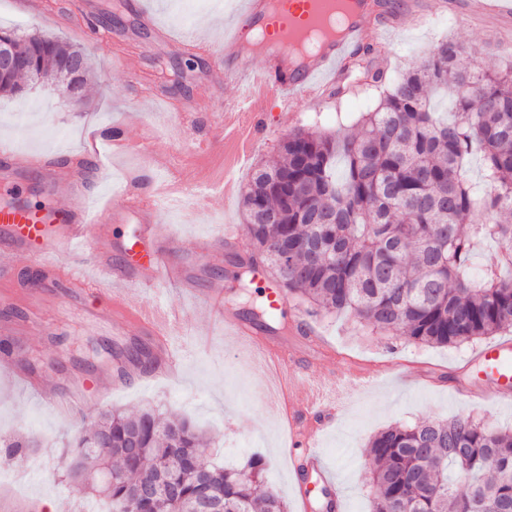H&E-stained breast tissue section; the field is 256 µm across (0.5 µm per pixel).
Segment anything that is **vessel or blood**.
I'll return each mask as SVG.
<instances>
[{"label":"vessel or blood","instance_id":"vessel-or-blood-1","mask_svg":"<svg viewBox=\"0 0 512 512\" xmlns=\"http://www.w3.org/2000/svg\"><path fill=\"white\" fill-rule=\"evenodd\" d=\"M339 0H282L277 14L280 29L296 33L319 26L338 9ZM505 17L512 15V0H468L467 16L491 10ZM355 19L343 35L325 43L305 64L292 63L293 42L279 39L265 52L262 62H255L241 47V30L235 19L224 22L221 50H214L205 38L190 43L189 48L202 55L217 54L211 73L213 85H231L237 96L226 104L221 114L225 141L239 149H247L268 126L266 104L277 97L282 109H289L303 98H318L327 87L339 80L345 62L357 54L367 42L382 44L396 20L379 13L376 0H358ZM0 155L9 158L16 171L36 169L42 172L43 186L55 193L60 181H67L71 191L69 202L62 206L40 208L15 204L0 205V275L13 272L16 258L26 254L46 277V287L66 295L76 303L91 293L100 292L103 282H110L108 299L117 322L132 324L152 336L155 343V373H171L181 364V353L171 336L180 314L157 303L144 305L143 291L158 287L184 285V266L173 258L174 241L156 235L153 225H139L123 253L111 257L100 252L95 261L104 274L103 280L86 277L80 267H65L64 258L84 253L94 237L99 236L105 222L112 219L110 204L91 205L86 185L87 171L83 159H76L67 178H60L50 161L15 151L9 143H0ZM197 201L220 196L233 201L241 193V183L234 176L213 183L196 178L190 183ZM126 195L132 207L148 215L157 209L155 195H142L138 179L128 176ZM239 244L236 233L228 232L188 242L187 248L197 257L221 256L227 247ZM200 304L224 322V331L245 347L260 354L269 364L279 386L288 393L289 456L291 471L300 493H307V480L319 462L320 431L336 419L332 405L314 403L308 396V381L296 366L297 353L287 343L263 335L244 324L224 303V291L212 289L200 297ZM474 361L497 381V394L512 396V343L505 341L483 347ZM42 402L58 413H66L81 403L80 392L61 394L55 387L38 386Z\"/></svg>","mask_w":512,"mask_h":512}]
</instances>
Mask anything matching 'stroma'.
Masks as SVG:
<instances>
[{"mask_svg": "<svg viewBox=\"0 0 512 512\" xmlns=\"http://www.w3.org/2000/svg\"><path fill=\"white\" fill-rule=\"evenodd\" d=\"M37 13L21 11L16 0H0V27L25 33L60 35L85 51L93 64V88L80 104L71 102L58 86L33 85L21 97L0 98V141L17 151L49 156L67 173V160L81 154L87 144L86 130L96 127L103 147L99 156L101 177L94 192L109 194L113 212L127 205L124 185L136 175L141 188L151 191L160 179L182 185L195 176L212 180L224 177V136L213 127L218 103L234 99L233 87L213 88L208 80L212 61L201 54L171 48L168 38H188L208 30L219 41L223 15L232 13L233 0H38ZM433 13L427 28L402 20L389 35L388 70L397 75L420 60L433 44L451 36L482 48L483 63L496 68L500 57L512 54V25L464 24L460 13L466 0H426ZM157 15L158 27L147 26L142 10ZM114 17L106 26L92 30L89 21L105 11ZM178 67L182 83L162 72V64ZM267 135L258 142L249 161L236 172L247 181L255 162L277 156L289 133L302 127L336 131L357 120V102L303 103L294 116L283 114L277 101H269ZM125 140L113 150L112 135ZM174 155L172 166L162 170L155 160ZM189 206L187 196L161 204L152 218L161 237L183 241L221 234L225 224L239 233L247 227L239 202L213 198L208 209L198 211L194 222L182 220ZM176 255L183 260L190 283L198 291L224 283V300L242 312L237 251L213 261ZM29 272L26 257H18L13 277L0 279V313L11 311L21 318L38 306L43 320L38 329L16 344L17 357L37 362L40 383L60 389L78 386L86 398L80 409L60 416L45 407L36 391L7 376H0V508L8 512H39L46 497L58 500L61 512H105L106 505L92 495L81 496L60 468L68 439L81 431L101 409L134 413L152 406L187 418L211 440L207 461L240 467L250 456L265 462L264 486L279 495L288 512H303L283 442V419L269 407L267 367L225 336L210 312L197 306L189 293L166 289L162 300L187 316L173 336L186 355L175 379L113 388L116 370L123 366L118 348L137 343L151 346L150 336L137 327L114 322L104 295L88 296L82 308L70 310L54 291L24 292ZM312 321L324 344L319 355L305 361L308 377L317 379L320 398L336 404L337 417L319 435L320 463L333 481L341 512H370L371 487L365 448L369 438L393 423L413 425L446 420L470 413L497 428H512V402L471 405L464 397L470 390L492 391L494 381L472 363L481 342L458 347L415 345L404 337L384 335L350 314H318ZM385 373L379 385L368 387L359 373ZM23 439L27 448L7 456L5 443Z\"/></svg>", "mask_w": 512, "mask_h": 512, "instance_id": "1", "label": "stroma"}]
</instances>
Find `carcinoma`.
Instances as JSON below:
<instances>
[{"instance_id": "obj_1", "label": "carcinoma", "mask_w": 512, "mask_h": 512, "mask_svg": "<svg viewBox=\"0 0 512 512\" xmlns=\"http://www.w3.org/2000/svg\"><path fill=\"white\" fill-rule=\"evenodd\" d=\"M1 35L30 68L1 74L0 95L54 80L70 60L68 86L84 100L92 72L80 48L58 36ZM344 71L330 97L380 88L378 105L342 135L295 130L276 160L253 168L241 193L251 242L242 267L266 266L315 312L349 313L415 344L458 346L512 328V276L501 274L512 268V57L489 70L471 44L445 40L393 80L364 53ZM439 91L454 104L450 119L432 104ZM475 153L480 191L466 169ZM487 239L503 250L476 276L471 259ZM207 444L182 417L102 409L69 440L65 468L112 512L146 489L147 512H196L202 496L221 512H288L274 493H258L261 458L209 465ZM367 456L372 512H512V431L470 414L391 425Z\"/></svg>"}]
</instances>
